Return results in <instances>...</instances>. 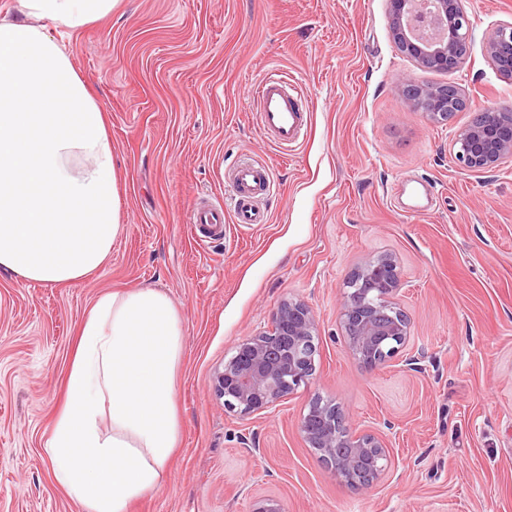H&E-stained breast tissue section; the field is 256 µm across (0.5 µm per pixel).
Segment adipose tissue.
Segmentation results:
<instances>
[{"label": "adipose tissue", "instance_id": "adipose-tissue-1", "mask_svg": "<svg viewBox=\"0 0 512 512\" xmlns=\"http://www.w3.org/2000/svg\"><path fill=\"white\" fill-rule=\"evenodd\" d=\"M19 2V15L0 17V269L78 283L104 266L124 226L107 114L63 37L120 0ZM182 351L179 312L154 288L106 292L79 324L44 452L83 512H130L164 483L181 440Z\"/></svg>", "mask_w": 512, "mask_h": 512}]
</instances>
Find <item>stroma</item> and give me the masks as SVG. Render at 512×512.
<instances>
[{"instance_id":"obj_1","label":"stroma","mask_w":512,"mask_h":512,"mask_svg":"<svg viewBox=\"0 0 512 512\" xmlns=\"http://www.w3.org/2000/svg\"><path fill=\"white\" fill-rule=\"evenodd\" d=\"M468 15V58L452 72L397 50L387 0H122L71 37L109 118L126 229L84 282L0 270V512H79L42 442L85 311L135 286L171 298L184 344L181 446L132 512H252L267 498L282 512H512V163L477 175L450 156L479 109L512 107L483 47L512 22V0H471ZM269 69L307 92L310 126L288 152L260 133L250 96ZM401 73L457 86L471 106L434 122L395 91ZM245 157L271 167L268 223L228 221L220 237L191 224ZM385 256L416 372L397 356L363 366L342 326L352 273ZM288 300L318 321L312 379L269 411L226 410L215 370ZM316 399L387 443L372 486L336 481L302 437Z\"/></svg>"}]
</instances>
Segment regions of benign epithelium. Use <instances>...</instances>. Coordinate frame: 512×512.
Returning <instances> with one entry per match:
<instances>
[{"label": "benign epithelium", "mask_w": 512, "mask_h": 512, "mask_svg": "<svg viewBox=\"0 0 512 512\" xmlns=\"http://www.w3.org/2000/svg\"><path fill=\"white\" fill-rule=\"evenodd\" d=\"M470 0H433L435 20L442 35L424 40L416 35V23L424 22L416 12L417 0H387L391 35L399 51L428 69L445 72L458 69L463 60L460 47L472 38L467 13ZM484 52L499 75L512 82V23L497 25L484 41ZM395 90L413 109H422L433 120L448 121V110L468 99L455 85H420L407 76L394 83ZM452 158L473 173H486L512 162V123L489 121L482 117L459 130L453 140ZM354 276L370 290L386 298L398 286L397 265L390 258L369 262ZM342 322L355 358L367 367L388 360L380 356L390 347L400 351L408 339V320L380 307L366 304L354 290L344 299ZM317 322L312 309L302 301L283 303L272 318L271 329L243 340L234 356L215 373L214 388L224 405L243 415L257 414L277 405L309 382L315 372L314 336ZM321 428L300 423V432L323 458L337 481L366 488L385 470L390 454L385 442L373 435H356L344 430L336 434V407L319 405L313 411Z\"/></svg>", "instance_id": "1"}]
</instances>
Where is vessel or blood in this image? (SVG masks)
I'll list each match as a JSON object with an SVG mask.
<instances>
[{
  "mask_svg": "<svg viewBox=\"0 0 512 512\" xmlns=\"http://www.w3.org/2000/svg\"><path fill=\"white\" fill-rule=\"evenodd\" d=\"M252 97L264 133L284 149L298 144L306 130V120L299 107L302 96L296 84L282 74L271 72L257 83ZM272 187V176L267 167L252 162L234 167L228 181V193L233 202L235 223H267L268 213L258 201L268 197ZM190 221L207 226L214 234H223L224 208L212 201L199 200Z\"/></svg>",
  "mask_w": 512,
  "mask_h": 512,
  "instance_id": "obj_1",
  "label": "vessel or blood"
}]
</instances>
